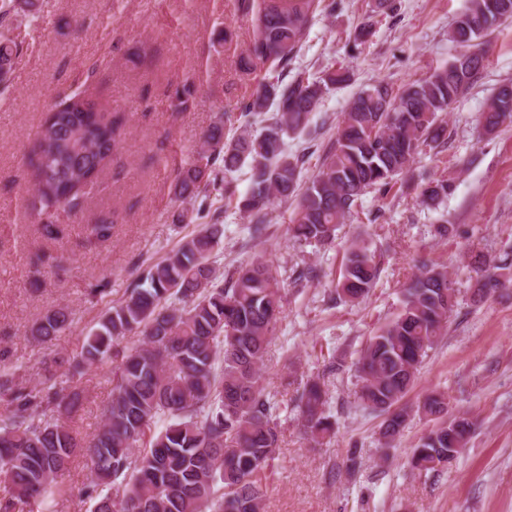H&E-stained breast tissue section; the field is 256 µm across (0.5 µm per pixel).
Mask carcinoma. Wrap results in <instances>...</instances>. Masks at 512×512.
I'll return each instance as SVG.
<instances>
[{
	"label": "carcinoma",
	"instance_id": "carcinoma-1",
	"mask_svg": "<svg viewBox=\"0 0 512 512\" xmlns=\"http://www.w3.org/2000/svg\"><path fill=\"white\" fill-rule=\"evenodd\" d=\"M255 38L239 58L252 74L266 68L253 92L240 104L232 136L223 123L202 137L192 163L175 171L173 189L182 208L175 224H191L213 206L212 193L236 196V207L250 218L253 235L265 231L277 199L296 197L288 232L298 243L333 242L355 202L370 190L388 192L397 178L412 173L416 157L444 137L442 115L484 68L481 39L512 18V0H471L450 39L470 51L400 94L380 80L360 91L344 113L334 141L324 151L318 173L302 182L307 148L289 152L285 139L304 134L310 115L325 95L351 81L348 69L327 70L315 78L288 68L322 0H242ZM18 44L0 39V82L6 81ZM71 96L55 104L44 120L30 159L42 234L58 238L56 212L87 199L116 148L123 119L108 112H86ZM512 121V84L502 85L483 113L487 133ZM245 166L249 187L238 195L228 175ZM426 203L454 190L448 179L420 177ZM99 241L112 236V221L100 217L88 226ZM224 225H204L180 240L160 261L147 265L135 286L103 312L72 355L40 362L31 387L20 367L0 366V481L9 486L0 512H22L30 502L45 503L66 494L64 483L75 461L89 473L81 494L92 512H263L264 473L281 444L278 403L261 375L267 348L281 321L284 295L273 264L258 258L217 272L211 257L223 242ZM504 259L484 258L475 294L504 287ZM379 275L372 248L357 243L346 256L336 294L357 303ZM455 306L454 289L443 266L421 264L403 289L396 316L370 337L356 366L357 396L363 410L384 417L379 442L391 444L405 426L399 403L413 387L427 353L444 336ZM72 312L59 304L38 319L30 335L40 345L70 328ZM118 360L112 394L102 423L89 440L69 425L83 405V389L60 386L93 365ZM329 391L320 378L307 380L298 398L302 426L312 439L335 433L327 414ZM425 417L448 414V397L432 393L417 408ZM473 423L452 417L423 436L410 460L426 474L444 469L467 447Z\"/></svg>",
	"mask_w": 512,
	"mask_h": 512
}]
</instances>
